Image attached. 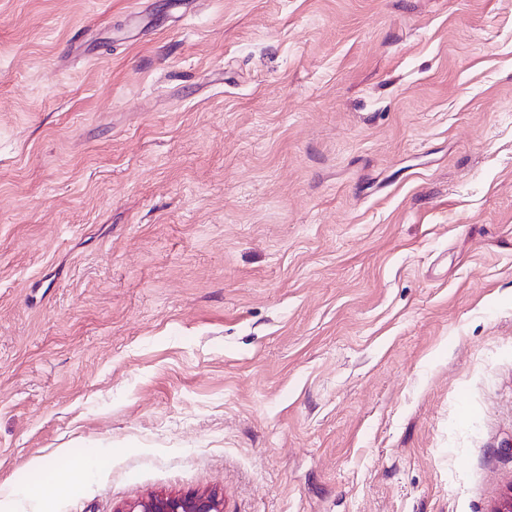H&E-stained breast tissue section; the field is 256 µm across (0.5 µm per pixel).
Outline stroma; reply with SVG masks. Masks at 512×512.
Returning <instances> with one entry per match:
<instances>
[{
	"instance_id": "obj_1",
	"label": "stroma",
	"mask_w": 512,
	"mask_h": 512,
	"mask_svg": "<svg viewBox=\"0 0 512 512\" xmlns=\"http://www.w3.org/2000/svg\"><path fill=\"white\" fill-rule=\"evenodd\" d=\"M511 487L512 0H0V512ZM103 456L96 448H89L82 456L72 458L67 465L66 475L69 478L67 489L72 491L99 470ZM120 512H224V499L216 492L152 494L127 505Z\"/></svg>"
}]
</instances>
